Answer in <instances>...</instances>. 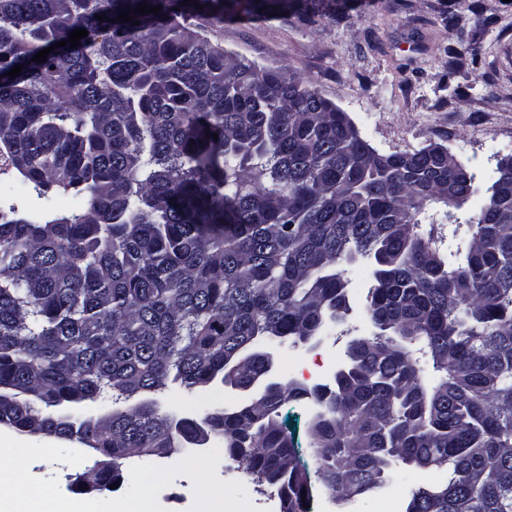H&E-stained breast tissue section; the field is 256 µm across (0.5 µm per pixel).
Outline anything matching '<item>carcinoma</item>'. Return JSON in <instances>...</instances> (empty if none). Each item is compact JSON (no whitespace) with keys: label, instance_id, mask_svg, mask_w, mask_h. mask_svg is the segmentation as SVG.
<instances>
[{"label":"carcinoma","instance_id":"1","mask_svg":"<svg viewBox=\"0 0 512 512\" xmlns=\"http://www.w3.org/2000/svg\"><path fill=\"white\" fill-rule=\"evenodd\" d=\"M465 11L498 23L490 0H454L444 20ZM288 14L325 16L322 0H0V175L46 200L89 192L68 216L0 207V428L91 450L74 485L91 473L107 491L129 459L208 444L277 487L283 512H310L278 421L303 400L320 408L318 482L336 501L400 461L450 469L406 512H512V183L495 177L445 260L418 215L453 206L447 148L380 154L309 80L202 33ZM77 28L79 46H58ZM447 53L450 69L474 63L477 42ZM359 263L368 334L332 384L276 379L236 415L159 413L171 383L250 391L275 352L336 335L352 311L341 266ZM415 347L441 373L430 387ZM105 392L126 407L88 413Z\"/></svg>","mask_w":512,"mask_h":512}]
</instances>
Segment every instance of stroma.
<instances>
[{"mask_svg": "<svg viewBox=\"0 0 512 512\" xmlns=\"http://www.w3.org/2000/svg\"><path fill=\"white\" fill-rule=\"evenodd\" d=\"M450 0H350L349 16L342 22L320 19L307 25L297 17L273 16L256 22L211 21L206 36L227 53L256 66L289 69L309 79L318 92L345 112L361 137L378 153L413 151L432 143L448 148L469 171L478 189H485L496 157L512 152V0H493L499 17L480 41L477 64L448 67L447 49L459 47L475 24L465 13L457 26L446 25L443 13ZM443 206L431 204L420 214L440 250L468 241L473 203L445 218ZM368 276L351 277L349 301L353 308L342 334L322 339L318 346L303 345L302 353L332 351L343 356L349 339L365 334L363 321ZM314 412L309 403L289 402L280 409L300 462L315 472L310 448ZM23 454L22 478L27 487L48 490L59 512H112L113 501L129 498L131 481L113 491L80 495L71 491L65 474L83 471L95 459L77 449L65 454L59 443L0 429V470L12 471L16 454ZM143 470L160 485L159 512H183V495L197 483L219 473L216 495L230 493L258 512L270 485L255 484L251 475L229 456L216 460L213 471L175 464L173 458L149 464L127 461L124 472ZM408 482L387 481L334 512H378L380 500L393 493L411 494L418 487L446 483L447 468L410 467Z\"/></svg>", "mask_w": 512, "mask_h": 512, "instance_id": "35a3bbf8", "label": "stroma"}]
</instances>
